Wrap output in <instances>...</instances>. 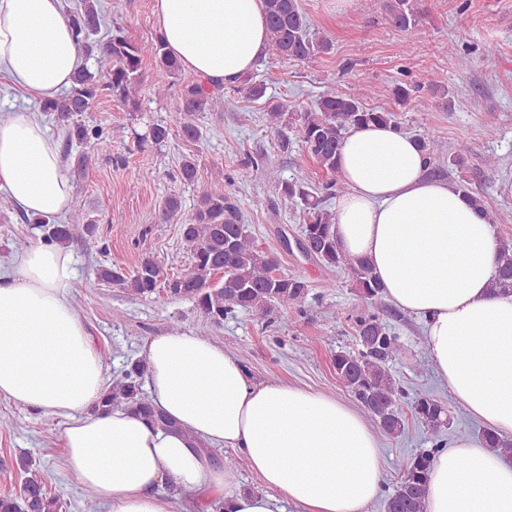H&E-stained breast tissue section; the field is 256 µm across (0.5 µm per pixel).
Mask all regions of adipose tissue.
I'll use <instances>...</instances> for the list:
<instances>
[{
  "label": "adipose tissue",
  "instance_id": "obj_1",
  "mask_svg": "<svg viewBox=\"0 0 512 512\" xmlns=\"http://www.w3.org/2000/svg\"><path fill=\"white\" fill-rule=\"evenodd\" d=\"M154 15L170 53L213 85L249 76L269 46L263 0H154ZM85 64L63 0H0V74L14 90L55 97ZM339 168L338 249L367 260L386 300L421 321L428 359L467 413L512 438V294L493 286L488 211L429 178L413 136L390 125L348 132ZM0 190L35 217L71 208L58 148L29 109L0 120ZM75 279L67 248L44 240L0 272V396L63 419L67 468L108 512H176L178 492L208 494L224 512H364L378 496V436L361 412L256 383L242 360L191 332L150 337L141 352L149 400L174 428L97 411L108 382L71 301ZM209 447L234 449L262 491L237 489ZM425 512H512V466L453 442L434 459Z\"/></svg>",
  "mask_w": 512,
  "mask_h": 512
}]
</instances>
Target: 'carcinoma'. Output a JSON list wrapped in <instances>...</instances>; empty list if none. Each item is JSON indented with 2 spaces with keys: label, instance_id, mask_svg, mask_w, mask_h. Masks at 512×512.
I'll return each mask as SVG.
<instances>
[{
  "label": "carcinoma",
  "instance_id": "cac0c4a2",
  "mask_svg": "<svg viewBox=\"0 0 512 512\" xmlns=\"http://www.w3.org/2000/svg\"><path fill=\"white\" fill-rule=\"evenodd\" d=\"M266 22L272 47L285 60L308 62L329 50L326 39L310 37L309 23L298 0H263ZM389 22L395 28L409 32L417 26L413 0H384ZM74 37L86 58L107 59V72L81 68L73 77L72 85L64 95L41 102L40 110L56 115L66 131L65 152L72 144L93 146L102 137L121 135L120 130H104L84 120L89 106L99 97H115L122 103L139 109V91L142 85V63L147 58L156 63L154 81L164 83L181 71L177 58L169 53L162 38L150 43L128 39L121 29L105 38L98 37L103 15L98 0H81L79 7L68 13ZM368 95L361 88L353 95H340L333 89L325 90L311 109L296 113L301 141L310 157L332 179L324 186L329 195L346 189L339 173V150L351 129L367 124L398 126L391 112H382L365 106ZM181 106L171 119L149 128L152 141L166 140L177 130L188 140L199 137L198 116L219 104L213 94L202 85L192 83L181 90ZM419 147L427 162L435 164L438 155L436 142L426 134L417 135ZM231 178L217 179L197 201L194 212L182 218V199L167 196L159 211L163 222H181V237L190 251V265L176 276L164 274L159 262L150 254L141 257L136 269L127 274L119 266L97 269L96 280L116 285L140 298H150L165 291L172 299H188L195 304L202 321L201 331L224 323L239 311L254 314L266 324L273 315L291 306H301L308 293V282L297 276L273 274L277 260L258 251L246 225L241 222L240 209L230 194ZM281 192L300 202L306 212L301 237L310 245L313 258L327 270L350 269L357 292L367 303V310L354 318L360 349L356 352L339 351L332 359L336 377L350 392L358 406L367 412L382 432L396 437L405 428L402 410L404 391L393 378L389 363L406 354L404 345L383 321L384 294L369 265L353 264L338 251L332 232L334 214L323 205L317 189L302 178L281 182ZM33 222L46 227V238L67 247L78 239H92L96 225L57 224L35 217ZM222 274V283L212 279ZM496 287L503 293H512V245L500 244ZM147 373L141 361L131 363L121 378L112 382L98 403V408L109 411L124 407L149 420L153 425L167 429L173 423L158 412L142 393V379ZM415 418L432 431L433 446L409 458L401 468V477L394 492L384 501L385 512H424V497L429 485L433 457L443 446L440 429L450 422L449 411L437 400L421 396L411 404ZM481 444L500 455L512 456V440L505 439L491 429L481 433ZM19 489L15 493L0 494V512H61L63 504L50 493L40 470L32 459L22 456L16 463Z\"/></svg>",
  "mask_w": 512,
  "mask_h": 512
}]
</instances>
